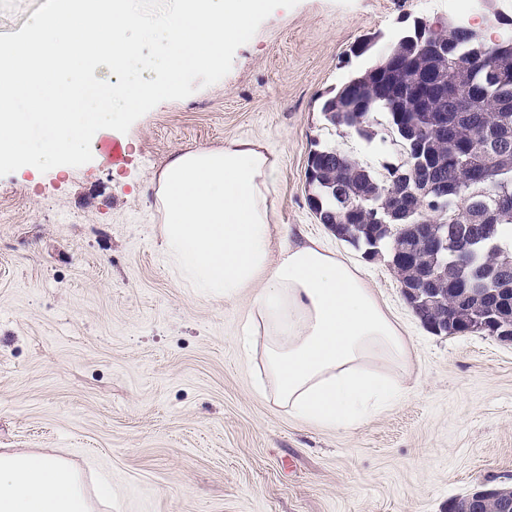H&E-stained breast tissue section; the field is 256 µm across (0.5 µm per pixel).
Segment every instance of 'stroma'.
<instances>
[{
	"instance_id": "obj_1",
	"label": "stroma",
	"mask_w": 512,
	"mask_h": 512,
	"mask_svg": "<svg viewBox=\"0 0 512 512\" xmlns=\"http://www.w3.org/2000/svg\"><path fill=\"white\" fill-rule=\"evenodd\" d=\"M418 18L512 36V0L464 19L454 0H299L222 80L110 131L120 161L95 141L83 166L0 177V449L67 454L89 488L111 484L98 512H448L512 487V342L429 332L388 254L366 259L308 202L314 147L379 172L400 162L321 105ZM367 37L372 51L355 56ZM235 137L280 157L275 223L359 267L412 339L407 393L357 428L305 425L258 396L261 366L235 343L255 289L206 298L167 262L154 176Z\"/></svg>"
}]
</instances>
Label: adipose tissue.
<instances>
[{"label":"adipose tissue","mask_w":512,"mask_h":512,"mask_svg":"<svg viewBox=\"0 0 512 512\" xmlns=\"http://www.w3.org/2000/svg\"><path fill=\"white\" fill-rule=\"evenodd\" d=\"M279 174L278 156L250 139L178 154L155 178L164 249L211 297L259 287L237 337L246 357L263 354L257 394L274 385L292 418L353 429L406 392L410 338L359 269L274 223ZM93 499L65 458L0 452V512H93Z\"/></svg>","instance_id":"adipose-tissue-1"}]
</instances>
